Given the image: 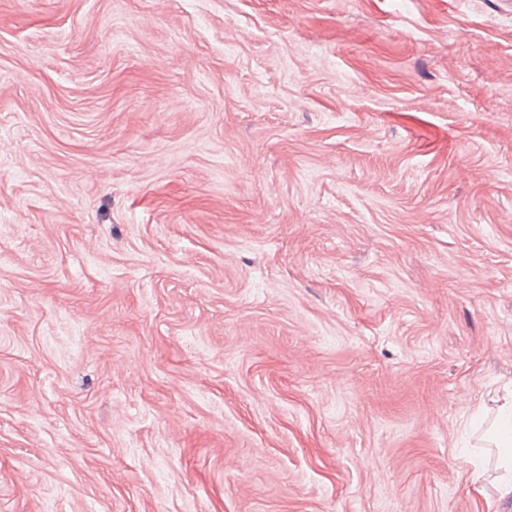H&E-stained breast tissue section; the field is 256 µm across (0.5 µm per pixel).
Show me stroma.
<instances>
[{
    "instance_id": "obj_1",
    "label": "stroma",
    "mask_w": 512,
    "mask_h": 512,
    "mask_svg": "<svg viewBox=\"0 0 512 512\" xmlns=\"http://www.w3.org/2000/svg\"><path fill=\"white\" fill-rule=\"evenodd\" d=\"M512 0H0V512H512ZM489 437L498 449L496 490L501 497L512 495V395L497 408Z\"/></svg>"
}]
</instances>
